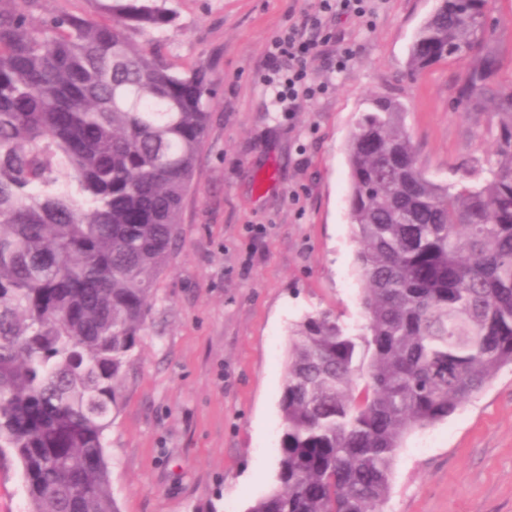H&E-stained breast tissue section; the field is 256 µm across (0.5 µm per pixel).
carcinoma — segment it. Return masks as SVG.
Returning a JSON list of instances; mask_svg holds the SVG:
<instances>
[{
	"mask_svg": "<svg viewBox=\"0 0 512 512\" xmlns=\"http://www.w3.org/2000/svg\"><path fill=\"white\" fill-rule=\"evenodd\" d=\"M484 0H439L408 71L471 59L457 95L498 119L488 177H427L399 106L347 145L363 324L291 330L275 486L247 512H382L408 435L512 365V78ZM112 23L0 0V457L28 512H120L105 432L157 276L173 259L214 89L131 33L159 0H103Z\"/></svg>",
	"mask_w": 512,
	"mask_h": 512,
	"instance_id": "obj_1",
	"label": "carcinoma"
}]
</instances>
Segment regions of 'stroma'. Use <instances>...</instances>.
<instances>
[{"instance_id": "stroma-1", "label": "stroma", "mask_w": 512, "mask_h": 512, "mask_svg": "<svg viewBox=\"0 0 512 512\" xmlns=\"http://www.w3.org/2000/svg\"><path fill=\"white\" fill-rule=\"evenodd\" d=\"M438 0H364L325 16L307 61L314 94L274 109L286 74L268 56L318 0H166L174 23L135 35L176 68H205L215 97L181 241L159 276L105 438L121 512H246L273 482L288 329L333 311L362 322L346 145L376 98L400 103L427 174L457 184L492 156L491 113L451 109L470 65L410 76V46ZM349 49L344 68L336 52ZM430 447L418 448L423 437ZM28 500L0 459V512ZM384 512H512V365L448 419L412 432Z\"/></svg>"}]
</instances>
